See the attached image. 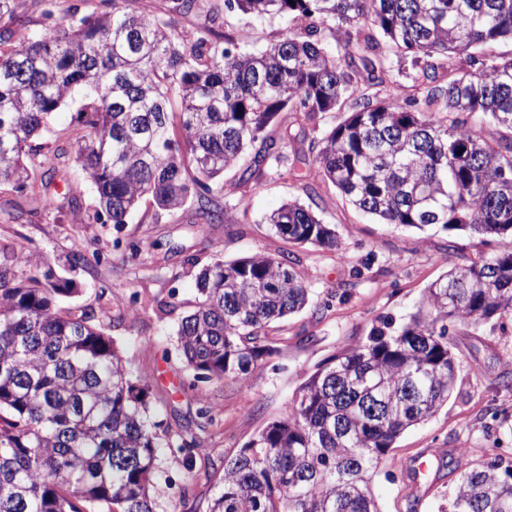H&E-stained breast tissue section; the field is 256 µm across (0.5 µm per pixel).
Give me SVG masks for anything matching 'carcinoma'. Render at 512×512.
Wrapping results in <instances>:
<instances>
[{
	"mask_svg": "<svg viewBox=\"0 0 512 512\" xmlns=\"http://www.w3.org/2000/svg\"><path fill=\"white\" fill-rule=\"evenodd\" d=\"M111 9L38 31L0 32V185L34 190L32 140L76 92L75 161L90 185L91 224L128 223L145 196L170 212L194 205L195 223L221 224L224 172L259 149L241 181L310 163L356 209L385 224L439 227L472 237L512 235V0H223L191 30L172 13ZM280 18L288 33L242 52L220 33L224 13ZM332 23L342 50L320 36ZM466 57L468 68L457 65ZM396 95L355 97L359 82ZM294 116L275 138L265 128ZM266 223L282 239L327 250L336 229L290 201ZM198 301L181 319L178 348L194 379L245 378L277 352L271 325L309 303L304 275L263 253L218 259L195 274ZM45 259H0V512H154L159 448L186 460L200 442H161L128 361ZM512 318V252L464 257L424 292L409 321L371 330L299 386L288 415L234 457L208 512H380V460L407 429L433 417L457 382L449 326ZM448 467L438 512H512V460Z\"/></svg>",
	"mask_w": 512,
	"mask_h": 512,
	"instance_id": "obj_1",
	"label": "carcinoma"
}]
</instances>
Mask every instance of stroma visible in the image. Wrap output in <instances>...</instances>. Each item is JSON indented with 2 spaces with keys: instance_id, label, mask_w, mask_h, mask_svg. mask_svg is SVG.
<instances>
[{
  "instance_id": "stroma-1",
  "label": "stroma",
  "mask_w": 512,
  "mask_h": 512,
  "mask_svg": "<svg viewBox=\"0 0 512 512\" xmlns=\"http://www.w3.org/2000/svg\"><path fill=\"white\" fill-rule=\"evenodd\" d=\"M17 13L30 29L46 20H70L106 10V0H17ZM224 33L238 50L252 52L281 40L284 22L256 21L236 13L224 18ZM80 99L63 106L51 135L35 139L40 155L58 168L42 190L50 208L30 215L32 200L0 186V247L23 241L28 254L50 260L68 272L79 291L61 298L60 308L93 313L115 346L129 360L133 381L145 385L160 438L197 434L204 448L193 461L162 455L156 478V512H173L184 486H191L190 512H206L226 460L259 430L282 418L299 384L317 366L361 342L381 321L404 323L416 312L425 289L457 262L475 254L479 239L436 228L417 230L383 224L356 212L339 192L316 174L298 181L287 171L271 172L260 186L243 185L238 170L224 175V221L195 224L190 208L156 212L143 203L123 228L87 221L94 206L84 189L69 206L68 187L78 177L73 160ZM319 197L323 221L335 225L343 245L326 251L294 245L263 224L262 216L282 202L310 204ZM140 245L131 253L128 245ZM82 252L85 266L68 270L67 258ZM256 252L288 257L304 274L311 304L274 325L275 353L246 379L197 381L177 347L180 319L195 302L193 266L215 256L234 260ZM448 343L458 364L455 390L447 405L426 424L405 432L385 455L376 476L381 512H437L449 478L437 458L453 454L464 462L483 459L488 449L512 448V433L499 425L512 420V319L479 326L450 327ZM209 408L213 421L198 431V411ZM420 470L416 501L405 496L408 473Z\"/></svg>"
}]
</instances>
